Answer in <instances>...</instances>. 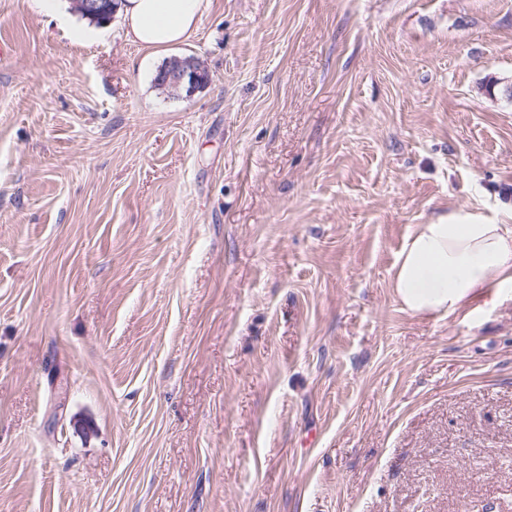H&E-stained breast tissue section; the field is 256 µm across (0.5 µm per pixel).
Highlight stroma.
<instances>
[{
	"label": "stroma",
	"mask_w": 512,
	"mask_h": 512,
	"mask_svg": "<svg viewBox=\"0 0 512 512\" xmlns=\"http://www.w3.org/2000/svg\"><path fill=\"white\" fill-rule=\"evenodd\" d=\"M90 26L0 0V512H512V300L391 288L413 225L512 222V0ZM166 64L159 69L155 76L157 87L161 88V84H163V88L172 95L182 96L185 94L186 97H190L204 86L201 76L203 65L197 58L186 60L176 58L172 64H169L161 83L160 78Z\"/></svg>",
	"instance_id": "stroma-1"
}]
</instances>
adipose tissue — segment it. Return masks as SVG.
I'll return each instance as SVG.
<instances>
[{"mask_svg": "<svg viewBox=\"0 0 512 512\" xmlns=\"http://www.w3.org/2000/svg\"><path fill=\"white\" fill-rule=\"evenodd\" d=\"M209 0H120L126 38L147 50L188 40ZM396 301L416 316L472 309L487 291L512 288V224L464 219L414 225L394 266Z\"/></svg>", "mask_w": 512, "mask_h": 512, "instance_id": "1", "label": "adipose tissue"}]
</instances>
